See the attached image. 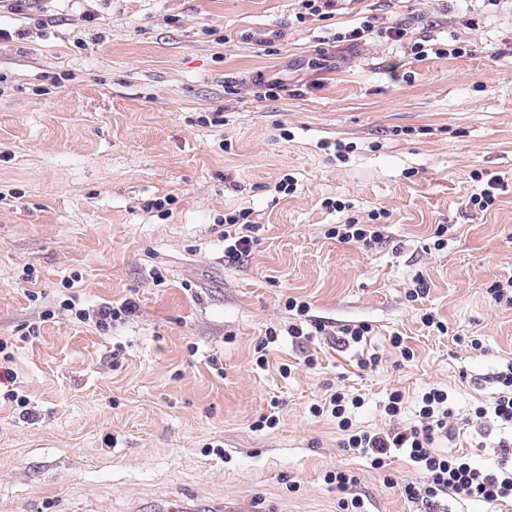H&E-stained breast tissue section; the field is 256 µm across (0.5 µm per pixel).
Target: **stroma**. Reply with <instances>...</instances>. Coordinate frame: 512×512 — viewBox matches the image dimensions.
I'll return each instance as SVG.
<instances>
[{"mask_svg":"<svg viewBox=\"0 0 512 512\" xmlns=\"http://www.w3.org/2000/svg\"><path fill=\"white\" fill-rule=\"evenodd\" d=\"M300 7L0 0L12 34L0 41V336L14 351L0 369L16 375L0 389L37 413L0 404V512H164L182 500L225 512L233 499L343 512L324 481L336 469L356 475L366 512H424L402 493L421 479L404 455L373 469L311 414L339 390L364 400L354 428L378 431L413 426L424 390L447 388L453 438L440 451L494 466L466 417L512 362V307L487 293L512 277V0H335L330 17L302 23ZM366 20V42L339 41ZM266 24L280 38L251 41ZM396 24L405 39L387 37ZM421 39L474 51L418 60ZM261 78L284 91L259 97ZM286 177L289 195L277 189ZM493 177L496 201L478 209L470 198ZM242 208L261 229L228 262L224 216ZM379 211L374 248L328 234ZM420 277L430 291L414 301ZM128 298L136 313L108 331L75 317ZM428 309L447 334L422 324ZM311 321L368 323L378 365L289 337ZM270 328L279 340L261 368L254 346ZM309 354L316 369L301 365ZM395 388L407 404L393 419L383 407ZM264 415L276 425L254 429Z\"/></svg>","mask_w":512,"mask_h":512,"instance_id":"obj_1","label":"stroma"}]
</instances>
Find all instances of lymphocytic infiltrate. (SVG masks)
<instances>
[{"label": "lymphocytic infiltrate", "instance_id": "obj_1", "mask_svg": "<svg viewBox=\"0 0 512 512\" xmlns=\"http://www.w3.org/2000/svg\"><path fill=\"white\" fill-rule=\"evenodd\" d=\"M250 214V209L244 208L224 219V256L228 261H239L250 252L251 234L256 230L249 220ZM496 381L497 395L472 411L473 418L501 431L498 438L489 442L500 457L493 470L476 467L466 457L437 451V443L452 438L448 426L452 415L449 392L438 385L421 395L417 403L420 423L410 428L394 427L383 432L354 430L350 412L360 408L363 400L341 391L331 394L323 404L314 405L312 413L330 414L344 435V451L370 458L374 467H381L391 453L406 455L423 475L422 483L405 484L406 497L425 503L428 512H448L446 502L450 499L485 503L512 499V363L497 372Z\"/></svg>", "mask_w": 512, "mask_h": 512}]
</instances>
